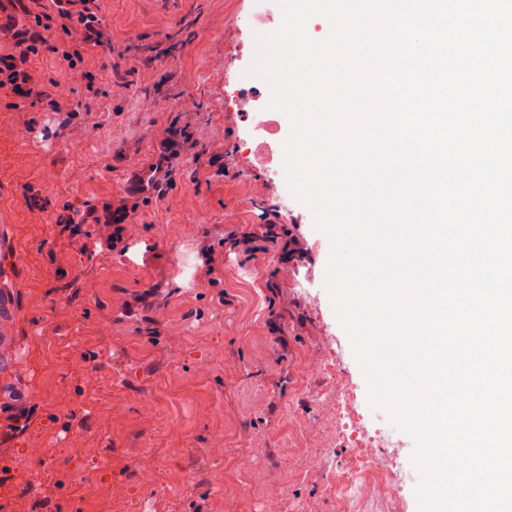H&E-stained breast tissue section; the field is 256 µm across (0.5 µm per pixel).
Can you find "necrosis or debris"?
<instances>
[{
    "label": "necrosis or debris",
    "instance_id": "1",
    "mask_svg": "<svg viewBox=\"0 0 512 512\" xmlns=\"http://www.w3.org/2000/svg\"><path fill=\"white\" fill-rule=\"evenodd\" d=\"M249 80V75L243 72L225 79L224 98L235 102L239 111L251 114L253 136L264 138L274 134L277 126L267 120V110L257 104L255 95L245 91L244 85ZM301 372L306 376L327 374L328 387L318 397L317 405L322 413L336 416L329 439L348 443L356 460L337 479L338 512H353L356 505L370 501L384 502L392 512H401L405 479L396 471L389 452L382 450L380 432L369 431L364 426L355 408V389L340 375L331 350L308 357Z\"/></svg>",
    "mask_w": 512,
    "mask_h": 512
}]
</instances>
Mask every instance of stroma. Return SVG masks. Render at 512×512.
Here are the masks:
<instances>
[{
  "label": "stroma",
  "mask_w": 512,
  "mask_h": 512,
  "mask_svg": "<svg viewBox=\"0 0 512 512\" xmlns=\"http://www.w3.org/2000/svg\"><path fill=\"white\" fill-rule=\"evenodd\" d=\"M252 4L98 0L111 55L89 51L69 69L74 36L49 33L28 62L39 95L20 107L0 97V236L12 253L0 287L17 298L12 379L27 393L21 407L0 406V496L21 475L20 512H125L130 496L148 497L151 512H224L231 500L260 512L273 485L288 489L283 512H337L332 472L350 451L321 448L336 419L315 405L321 380L301 375L327 344L367 429L384 428L413 469L410 434L374 418L334 313L329 237L268 182L270 156L238 152L251 125L225 102L224 76L252 64ZM174 125L192 140L160 193H127ZM116 206L129 214L117 240L97 221ZM69 208L89 218L82 239L56 222ZM292 214L317 249L293 284L281 276L284 238L264 233ZM73 440L83 456L68 454ZM145 451L162 464L151 491L130 480ZM247 459L260 468L243 472ZM244 475L252 495L240 500Z\"/></svg>",
  "instance_id": "obj_1"
}]
</instances>
